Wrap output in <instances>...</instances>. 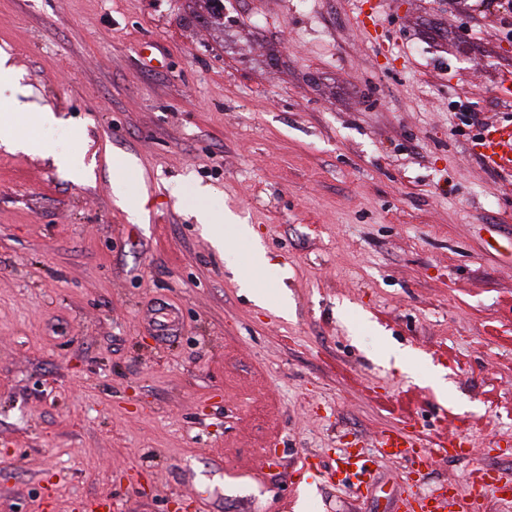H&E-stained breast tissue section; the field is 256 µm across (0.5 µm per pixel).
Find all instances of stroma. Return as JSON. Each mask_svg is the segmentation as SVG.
Wrapping results in <instances>:
<instances>
[{
  "mask_svg": "<svg viewBox=\"0 0 512 512\" xmlns=\"http://www.w3.org/2000/svg\"><path fill=\"white\" fill-rule=\"evenodd\" d=\"M511 27L512 0H0V512L512 481V173L464 124L512 119ZM394 428L464 452L413 471Z\"/></svg>",
  "mask_w": 512,
  "mask_h": 512,
  "instance_id": "stroma-1",
  "label": "stroma"
}]
</instances>
